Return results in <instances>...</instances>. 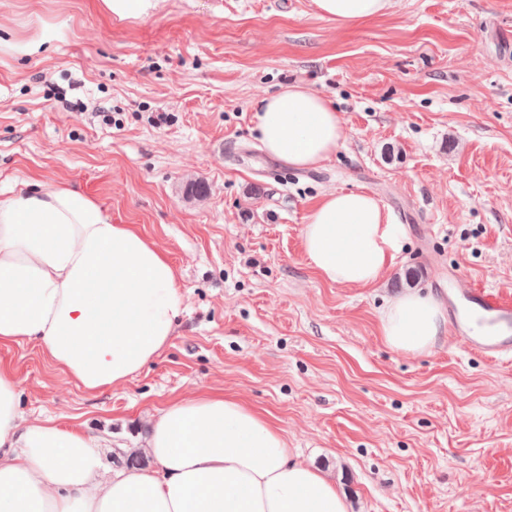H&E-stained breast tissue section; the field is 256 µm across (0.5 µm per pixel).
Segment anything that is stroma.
<instances>
[{
	"label": "stroma",
	"instance_id": "obj_1",
	"mask_svg": "<svg viewBox=\"0 0 512 512\" xmlns=\"http://www.w3.org/2000/svg\"><path fill=\"white\" fill-rule=\"evenodd\" d=\"M99 0H0V192L67 185L136 224L186 310L131 380L84 389L36 343L0 347L24 423L80 424L103 476L152 463L167 403L239 398L335 480L348 512H512V358L385 345L381 310L420 290L512 301V0H395L342 26L313 0H161L118 21ZM301 83L346 138L319 167L269 157L257 104ZM364 189L405 228L374 288L330 285L302 247L309 209ZM461 279H449L450 270Z\"/></svg>",
	"mask_w": 512,
	"mask_h": 512
}]
</instances>
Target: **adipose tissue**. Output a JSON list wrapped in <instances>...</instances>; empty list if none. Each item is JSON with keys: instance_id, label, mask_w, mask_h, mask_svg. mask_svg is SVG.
Returning a JSON list of instances; mask_svg holds the SVG:
<instances>
[{"instance_id": "obj_1", "label": "adipose tissue", "mask_w": 512, "mask_h": 512, "mask_svg": "<svg viewBox=\"0 0 512 512\" xmlns=\"http://www.w3.org/2000/svg\"><path fill=\"white\" fill-rule=\"evenodd\" d=\"M341 25L386 15L393 0H313ZM258 139L286 166L314 168L336 153L344 122L332 102L290 84L258 103ZM404 230L362 189L322 194L303 250L323 281L372 288L393 266ZM185 310L167 256L134 224L113 223L97 200L34 179L0 195V346L37 343L84 389L126 382L154 361ZM378 331L391 349L429 353L448 332L432 294L389 300ZM20 381L0 363V512H347L323 471L299 459L282 429L218 392L174 401L152 426L153 464L101 479L79 425L21 422Z\"/></svg>"}]
</instances>
